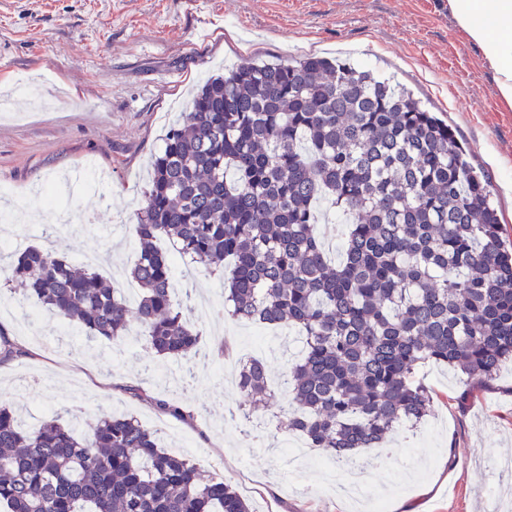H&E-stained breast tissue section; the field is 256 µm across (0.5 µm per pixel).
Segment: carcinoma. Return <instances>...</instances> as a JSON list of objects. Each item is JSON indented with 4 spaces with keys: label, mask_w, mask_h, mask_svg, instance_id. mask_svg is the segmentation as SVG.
<instances>
[{
    "label": "carcinoma",
    "mask_w": 512,
    "mask_h": 512,
    "mask_svg": "<svg viewBox=\"0 0 512 512\" xmlns=\"http://www.w3.org/2000/svg\"><path fill=\"white\" fill-rule=\"evenodd\" d=\"M490 195L453 126L395 77L315 54L244 62L194 93L153 161L136 214V305L36 246L15 252L8 280L88 338L121 342L137 324L149 353L178 359L199 333L171 300L158 242L224 267L232 318L304 336L284 379L296 407L288 430L347 462L431 413L420 364L485 384L512 362V248ZM321 200L353 217L336 263L316 227ZM236 382L249 416L277 401L259 359L242 363ZM0 506L250 512L238 491L161 448L134 417L101 416L78 438L57 419L25 431L2 406Z\"/></svg>",
    "instance_id": "carcinoma-1"
}]
</instances>
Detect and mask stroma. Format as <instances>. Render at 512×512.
I'll use <instances>...</instances> for the list:
<instances>
[{
    "label": "stroma",
    "mask_w": 512,
    "mask_h": 512,
    "mask_svg": "<svg viewBox=\"0 0 512 512\" xmlns=\"http://www.w3.org/2000/svg\"><path fill=\"white\" fill-rule=\"evenodd\" d=\"M309 53L370 65L395 75L429 109L448 119L487 176L512 244V110L492 75L454 25L441 0H0V243L30 245L82 259L97 248L96 270L120 290L138 252L135 213L151 158L168 127L189 108L193 87L241 61L294 59ZM41 76L35 95L23 77ZM52 186L68 211L63 239L32 233L31 191ZM174 299L188 306L203 359L154 361L134 331L124 342L87 339L45 308L10 291L0 277V314L21 355L0 358V405L38 427L58 415L92 420L136 417L169 452L200 463L249 503L252 512H485L488 501L512 507V363L489 384L428 363L420 376L433 410L400 425L362 452L361 501L327 486L334 461L320 449L293 462L281 408L247 419L236 383L237 361L269 364L273 387L298 358L294 331L235 321L224 312V280L174 257ZM173 399L187 420L158 409Z\"/></svg>",
    "instance_id": "1"
}]
</instances>
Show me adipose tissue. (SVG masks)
<instances>
[{
    "mask_svg": "<svg viewBox=\"0 0 512 512\" xmlns=\"http://www.w3.org/2000/svg\"><path fill=\"white\" fill-rule=\"evenodd\" d=\"M456 27L493 74L498 97L512 110V0H447Z\"/></svg>",
    "mask_w": 512,
    "mask_h": 512,
    "instance_id": "adipose-tissue-1",
    "label": "adipose tissue"
}]
</instances>
